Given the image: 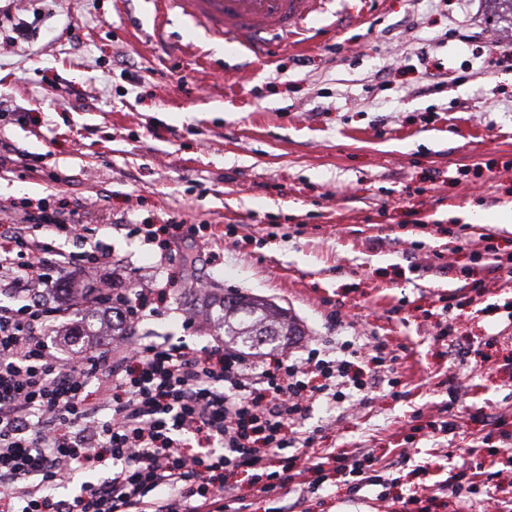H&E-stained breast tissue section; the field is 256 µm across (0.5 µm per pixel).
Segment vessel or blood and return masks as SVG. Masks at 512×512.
<instances>
[{
    "instance_id": "1",
    "label": "vessel or blood",
    "mask_w": 512,
    "mask_h": 512,
    "mask_svg": "<svg viewBox=\"0 0 512 512\" xmlns=\"http://www.w3.org/2000/svg\"><path fill=\"white\" fill-rule=\"evenodd\" d=\"M332 0H153L154 31L165 36L171 18L203 28L212 37L265 55L270 40L293 42Z\"/></svg>"
}]
</instances>
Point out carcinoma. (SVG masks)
I'll use <instances>...</instances> for the list:
<instances>
[{
  "label": "carcinoma",
  "instance_id": "cac0c4a2",
  "mask_svg": "<svg viewBox=\"0 0 512 512\" xmlns=\"http://www.w3.org/2000/svg\"><path fill=\"white\" fill-rule=\"evenodd\" d=\"M224 336L252 348L265 336H299L301 329L287 312L273 304L247 295L223 297Z\"/></svg>",
  "mask_w": 512,
  "mask_h": 512
}]
</instances>
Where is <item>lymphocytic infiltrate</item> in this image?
<instances>
[{"label":"lymphocytic infiltrate","instance_id":"lymphocytic-infiltrate-1","mask_svg":"<svg viewBox=\"0 0 512 512\" xmlns=\"http://www.w3.org/2000/svg\"><path fill=\"white\" fill-rule=\"evenodd\" d=\"M51 227L74 240L87 239L89 225L78 211L44 207L17 213L0 250V512H248L250 505L227 477L262 471L260 491L272 495L293 486L300 499L315 490L295 481L294 471L332 469L349 491L371 481L375 458L357 449H316L303 422L319 401L339 406L350 398L371 400L359 365L393 371L400 356L377 337L342 357L309 348L274 364L239 350L195 348L185 342L136 335L146 303L106 286L71 296L69 306L99 323L123 330L95 342L85 327L70 328L62 341L68 358L56 354L42 330L65 306L51 293L71 287L70 269L108 266L102 250L65 253L33 238ZM205 444L198 451L189 438ZM293 450L291 471H276L279 452ZM105 468L102 480L86 482L60 498L52 487L82 470Z\"/></svg>","mask_w":512,"mask_h":512}]
</instances>
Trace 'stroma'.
<instances>
[{
	"mask_svg": "<svg viewBox=\"0 0 512 512\" xmlns=\"http://www.w3.org/2000/svg\"><path fill=\"white\" fill-rule=\"evenodd\" d=\"M148 11L0 0V143L28 159L0 166V227L79 207L112 254L84 284L163 291L142 336L221 346L220 302L246 293L302 330L269 355L366 336L400 349L368 405L319 403L304 422L320 447L373 451L379 484L353 495L327 470L304 508L292 487L230 481L251 512H453L441 484L512 449V223L468 221L512 212V69L495 62L512 22L494 0H348L255 60L195 26L159 42ZM18 24L32 36L14 45ZM169 217L179 240L145 242ZM435 253L447 272L426 270Z\"/></svg>",
	"mask_w": 512,
	"mask_h": 512,
	"instance_id": "obj_1",
	"label": "stroma"
}]
</instances>
